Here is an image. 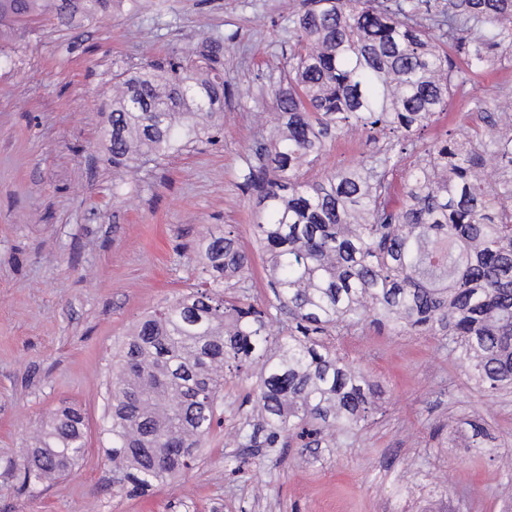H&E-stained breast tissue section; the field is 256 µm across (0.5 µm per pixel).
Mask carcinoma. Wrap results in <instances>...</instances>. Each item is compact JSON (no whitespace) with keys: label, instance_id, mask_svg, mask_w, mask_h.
<instances>
[{"label":"carcinoma","instance_id":"1","mask_svg":"<svg viewBox=\"0 0 512 512\" xmlns=\"http://www.w3.org/2000/svg\"><path fill=\"white\" fill-rule=\"evenodd\" d=\"M113 0H0V58L44 14L70 28L112 13ZM289 18L279 116L248 164L257 248L272 298L249 297L250 258L226 232L198 248L197 283L135 324L109 368L106 454L129 491L192 470L215 428L224 386L257 368L243 397L244 448H303L351 433L381 390L331 341L367 325L441 336L475 383L512 390V104L439 142L415 135L464 83L415 15L430 0H302ZM448 27L472 71L512 53V0H448ZM224 40L195 59L125 76L104 138L112 164L179 155L222 126ZM388 134L369 162L308 177L328 140ZM401 171L399 184L389 179ZM77 407L48 413L12 466L30 488L85 453Z\"/></svg>","mask_w":512,"mask_h":512}]
</instances>
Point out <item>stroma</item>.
Returning a JSON list of instances; mask_svg holds the SVG:
<instances>
[{
    "label": "stroma",
    "mask_w": 512,
    "mask_h": 512,
    "mask_svg": "<svg viewBox=\"0 0 512 512\" xmlns=\"http://www.w3.org/2000/svg\"><path fill=\"white\" fill-rule=\"evenodd\" d=\"M298 0H123L63 30L40 21L20 60L0 63V512H512V393L478 387L440 337L362 328L339 353L382 390L378 410L336 447L242 448L235 427L252 385L224 389V425L196 467L121 490L102 448L112 356L144 315L198 275L193 247L233 232L251 253L252 296L270 298L253 250L257 208L243 187L273 129L271 91L293 43ZM224 40V131L158 163L119 173L100 131L116 74L195 57ZM424 143L479 125L475 98L512 95V55L466 72ZM355 130L328 143L309 176L366 161ZM79 406L87 448L77 468L22 489L6 471L49 411ZM486 436H472V423ZM249 460L237 471L236 458Z\"/></svg>",
    "instance_id": "35a3bbf8"
}]
</instances>
